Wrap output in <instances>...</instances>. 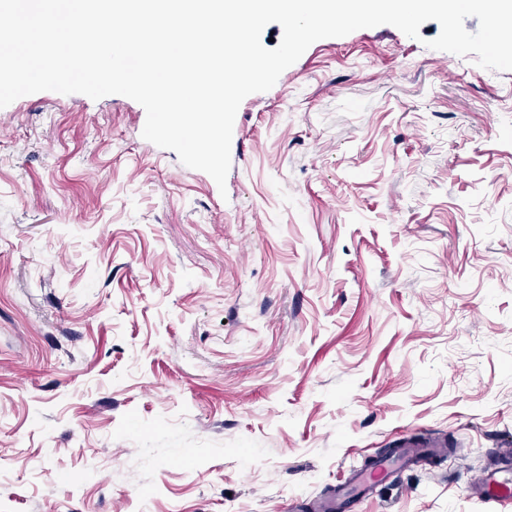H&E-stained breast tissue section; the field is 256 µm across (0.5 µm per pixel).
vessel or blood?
I'll use <instances>...</instances> for the list:
<instances>
[{
  "mask_svg": "<svg viewBox=\"0 0 512 512\" xmlns=\"http://www.w3.org/2000/svg\"><path fill=\"white\" fill-rule=\"evenodd\" d=\"M446 451V444L438 439L411 441L397 448L388 458L361 469L354 470L349 487L340 489L323 499L320 512H348L353 501L366 497L371 486L384 480L390 470L407 467L420 456H440ZM472 486L479 499L502 503L512 500V476L490 472L476 477Z\"/></svg>",
  "mask_w": 512,
  "mask_h": 512,
  "instance_id": "1",
  "label": "vessel or blood"
}]
</instances>
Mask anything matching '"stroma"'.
<instances>
[{"label":"stroma","instance_id":"1","mask_svg":"<svg viewBox=\"0 0 512 512\" xmlns=\"http://www.w3.org/2000/svg\"><path fill=\"white\" fill-rule=\"evenodd\" d=\"M390 25L314 42L225 188L144 108H0V512H489L512 442V71ZM446 447V442L439 439L407 442L404 446L396 448L390 457L373 463L371 467L365 465L361 469L353 468L349 487L330 494L317 507L320 512H348L351 503L366 497L371 486L383 481L390 470L407 467L419 456H442L446 452ZM477 497L481 500L494 503L509 502L512 500V476L502 474L500 471L489 472L484 476L476 477L472 483Z\"/></svg>","mask_w":512,"mask_h":512}]
</instances>
